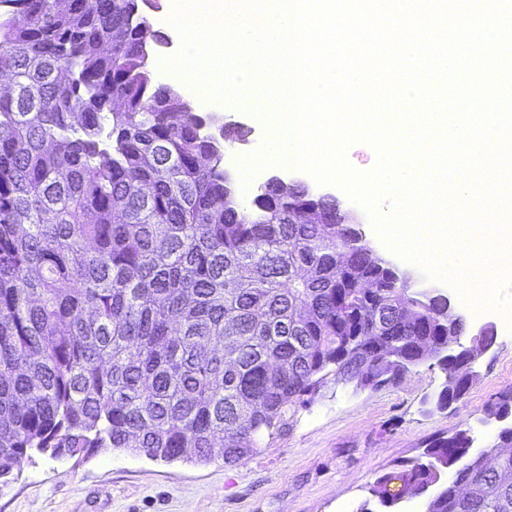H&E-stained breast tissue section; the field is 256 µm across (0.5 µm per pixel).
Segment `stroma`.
Instances as JSON below:
<instances>
[{
	"mask_svg": "<svg viewBox=\"0 0 512 512\" xmlns=\"http://www.w3.org/2000/svg\"><path fill=\"white\" fill-rule=\"evenodd\" d=\"M168 9V0H150L144 9L153 27L172 42L151 54L154 73L161 83L181 87L194 107L213 106L227 119L252 127L247 142L232 147L233 158L224 164L239 175L240 160L262 149L264 133L248 110L196 96L182 78L159 68V60L175 55L181 42L169 24ZM326 191L354 208L382 257L413 272L411 291L433 287L420 266L402 260L382 242L368 213L353 207L340 187L330 185ZM455 306L467 320L463 342H470L486 320L496 324L497 340L473 364L468 392L445 411H425L426 400L445 380L439 367L427 363L379 390L331 380L309 402L290 407L278 429L241 464L166 463L124 450L83 461L36 455L23 460L14 480L0 484V512H358L376 479L417 458L429 437L467 426L474 448L495 441L499 423L487 424L483 418L487 405L512 388V323L495 311L477 317L460 300Z\"/></svg>",
	"mask_w": 512,
	"mask_h": 512,
	"instance_id": "35a3bbf8",
	"label": "stroma"
}]
</instances>
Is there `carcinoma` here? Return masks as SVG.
<instances>
[{"instance_id": "1", "label": "carcinoma", "mask_w": 512, "mask_h": 512, "mask_svg": "<svg viewBox=\"0 0 512 512\" xmlns=\"http://www.w3.org/2000/svg\"><path fill=\"white\" fill-rule=\"evenodd\" d=\"M0 479L31 453L123 449L241 463L327 377L377 390L433 361L451 407L470 372L428 303L336 223V201L261 189L224 206V147L155 85L138 0H0ZM512 447V391L486 420ZM432 438L371 488L384 507L512 512V452Z\"/></svg>"}]
</instances>
